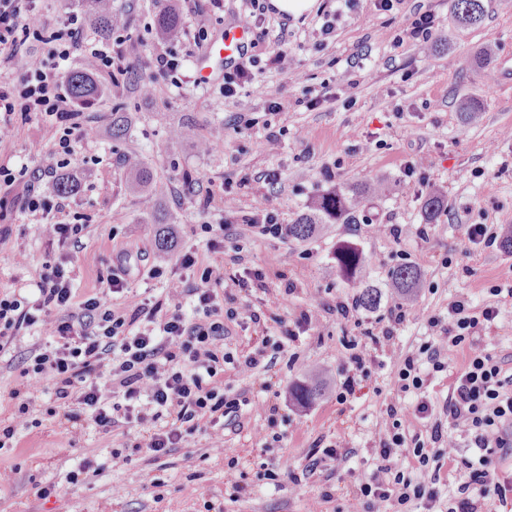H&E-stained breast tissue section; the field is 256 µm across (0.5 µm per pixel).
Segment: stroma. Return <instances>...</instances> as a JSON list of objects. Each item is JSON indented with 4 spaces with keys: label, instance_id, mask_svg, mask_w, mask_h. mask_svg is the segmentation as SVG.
Wrapping results in <instances>:
<instances>
[{
    "label": "stroma",
    "instance_id": "obj_1",
    "mask_svg": "<svg viewBox=\"0 0 512 512\" xmlns=\"http://www.w3.org/2000/svg\"><path fill=\"white\" fill-rule=\"evenodd\" d=\"M481 26L458 30L452 23L451 0H401L392 11L377 0H315L299 16L274 10L270 0H174L189 41L175 45L184 56L186 83L151 66L154 50L164 42L156 29L162 0H112V11L126 25L124 44L129 66L102 80L104 95L83 110L85 125L106 126L112 113H126L131 123L118 139L103 135L77 148L67 168L80 179L78 191L67 196L66 215L84 230L78 243L60 245L45 240L41 218L24 210L26 178L0 190V293L33 300L45 264L65 265L77 300L106 291V278L122 267L129 291L118 307L133 309L141 300L166 299L165 282L148 279L149 269L167 266L181 277L177 253L197 250L203 262H219L229 274L262 268L261 285L238 294L235 308L253 305L265 314L257 324L229 323L224 347L233 354L256 353L261 369L246 376L224 368L229 394L246 398L236 419L223 430L199 434L187 447L152 460L131 454L113 464L112 452L133 444L137 429L123 425L105 434L94 425L72 427L61 419L50 390L39 388L27 412H19L14 390L22 388L26 358L45 343L40 327L21 329L0 351V426H12L14 437L0 450V512H337L355 476L371 477L379 462L374 453L385 433L386 406L394 397V374L404 358L418 354L432 338L429 319L440 328L451 320L448 305L466 297L472 315L488 307L499 316L481 321L468 344L442 353L440 369L423 364L424 385L404 402L401 431L407 444L426 440L439 418L456 377L463 370L470 346L488 349L512 376V249L504 241L512 231V0H483ZM431 11L440 26L428 43L395 39L422 11ZM82 0H37L32 24L40 38L28 39L22 52L38 57L42 40L63 27L68 17L83 13ZM335 14V28L321 38L320 27ZM248 22L251 64L246 65L234 96H225L224 73L233 63L218 59L214 49L226 31ZM493 55L488 66L475 58L484 47ZM288 50L292 72L274 62L278 50ZM216 73L207 86L195 83L198 62ZM356 80L349 92L340 79ZM152 82L151 97L138 86ZM282 104L272 111L268 94ZM318 96L306 107L308 95ZM477 112L463 118L464 101ZM251 119V127L237 123ZM14 133L0 142V166L15 172L44 168L54 162L48 134L49 117L14 113ZM195 123L201 136L214 139L209 153L169 137L171 126ZM283 129L277 151H269L265 136ZM141 155L164 195L132 191L123 163L127 154ZM427 156L428 167L415 165ZM365 180L383 183L381 195L367 198L353 223L320 225L305 242L261 235L256 221L274 212L278 223L291 224L325 193L345 190ZM440 188L448 206L427 222L423 201ZM232 206H225V194ZM166 214L177 246L162 251L155 245L153 218ZM224 224L230 231L221 251L206 248V225ZM380 224H399L400 238L377 232ZM491 225L492 238L471 243L470 225ZM351 242L364 257L370 282L378 288L375 308L358 307L354 320L336 313L340 303L356 304L359 291L341 278L336 247ZM25 252V262L15 255ZM409 264L419 274L412 293L391 287L389 271ZM402 305L406 320L391 341L368 344L367 332H380L390 308ZM316 309L313 323L299 330L284 348L277 318ZM364 356L366 375L357 376L351 392L343 383L352 352ZM319 372L322 391L308 405L293 397L310 372ZM278 408L274 428H266L258 413L261 403ZM451 457L439 468H422L399 456L395 469L425 487H437L439 508L446 512L458 498L464 480L454 458L468 455V440L458 436ZM334 447L335 458L311 466L313 446ZM101 470L88 474L83 485L66 482L69 471L83 459ZM248 475L249 487L235 499L224 475L229 465ZM278 480L260 478L263 468ZM56 495L40 497L45 484Z\"/></svg>",
    "mask_w": 512,
    "mask_h": 512
}]
</instances>
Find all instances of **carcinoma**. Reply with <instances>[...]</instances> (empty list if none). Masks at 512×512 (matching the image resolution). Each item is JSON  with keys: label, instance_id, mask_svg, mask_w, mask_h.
I'll use <instances>...</instances> for the list:
<instances>
[{"label": "carcinoma", "instance_id": "carcinoma-1", "mask_svg": "<svg viewBox=\"0 0 512 512\" xmlns=\"http://www.w3.org/2000/svg\"><path fill=\"white\" fill-rule=\"evenodd\" d=\"M89 7V13L94 28L103 37L112 31L116 17L112 15V0H84ZM452 13L455 24L459 29H471L479 26L485 17L483 0H452ZM160 35L168 37L181 31V23L175 13L164 11L158 17ZM69 97L79 104L89 106L99 99L102 93L101 85L96 81L93 69L85 68L70 72L65 80ZM170 139L175 142H189L195 148H200L204 138L198 136L195 126L183 123L169 130ZM134 174V187L140 190H162L153 180V176L142 157L129 165ZM381 191L378 182L362 184L353 187L349 192L335 191L323 195L312 203L309 211L302 214L295 223L288 225V235L298 241H306L314 236L318 226L331 222L352 220L353 210L366 197L374 196ZM445 195L439 190L431 191L423 203L426 219L431 221L444 209ZM156 226L155 241L157 246L165 250L172 246L173 237L170 222L165 215L154 217ZM336 264L340 274L353 282V287L361 289L358 302L365 308H373L378 302V291L369 282L365 261L359 251L349 243H343L336 248ZM391 286L401 292H408L418 281V271L412 265L402 264L395 267L390 274ZM320 395V383L313 376L307 384L301 386L295 393V400L306 405Z\"/></svg>", "mask_w": 512, "mask_h": 512}]
</instances>
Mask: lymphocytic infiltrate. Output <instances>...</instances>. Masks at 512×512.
I'll return each mask as SVG.
<instances>
[{"instance_id":"lymphocytic-infiltrate-1","label":"lymphocytic infiltrate","mask_w":512,"mask_h":512,"mask_svg":"<svg viewBox=\"0 0 512 512\" xmlns=\"http://www.w3.org/2000/svg\"><path fill=\"white\" fill-rule=\"evenodd\" d=\"M35 7L36 0H0V67L17 76L16 81L0 82V141L12 135L10 117L14 112L56 117L63 125L55 129L52 138L56 165L63 168L90 133L76 123V112L57 74L47 68L45 60L20 50ZM39 180V172L30 173L23 206L44 216L41 235L60 244L78 241L82 225L61 220L64 203L47 197L38 187ZM177 262L182 269L196 273L187 288L195 302L197 317L193 320L181 310L165 308L160 300H144L129 314L116 307L112 295L127 290L119 268L107 277V295L86 298L76 316L69 312L74 297L72 279L59 264L45 265L36 299L24 303L0 295V347L21 329L35 325L48 337L24 371L31 383H48L71 423L90 422L105 433L119 423L139 426L132 449L156 460L206 427L220 428L225 420L235 419L241 402L224 391V367L229 364L246 374L260 364L255 356L237 357L224 349L226 321L256 324L259 314L251 309L225 308L224 302L245 290L249 282L262 279V271L248 269L229 275L223 265L200 264L197 253L190 251L181 253ZM54 310L61 311V318L51 319ZM448 312L455 319L456 334L423 348L434 364L448 346H460L479 321L491 322L499 315L497 309L488 308L480 316H471L464 298L452 302ZM141 319L146 321V329H137ZM507 384L496 358L486 349L471 347L442 410L443 418L430 432L431 443L463 434L473 448L471 455L459 460L467 479L461 486L462 499L448 512H480L489 495H496L502 503L512 496V481L500 479L494 467L496 457L512 455V391ZM395 385L396 394L386 407L387 436L377 450L384 463L383 474L360 482L337 512H381L384 507L413 499L425 501L428 512H433L439 500L435 490L392 473L390 468L405 444L399 417L403 400L423 386L417 357L404 358Z\"/></svg>"}]
</instances>
